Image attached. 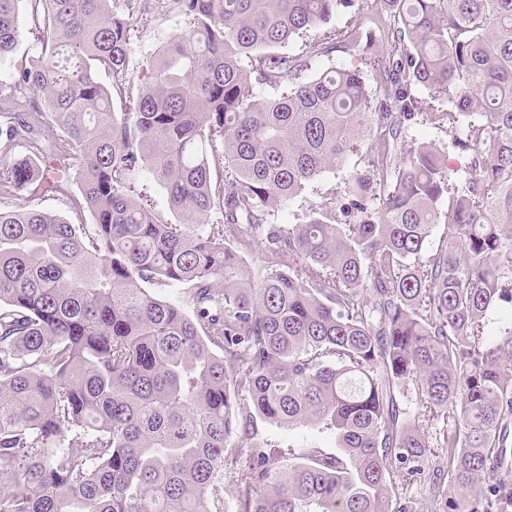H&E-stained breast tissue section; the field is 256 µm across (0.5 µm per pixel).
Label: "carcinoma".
I'll return each mask as SVG.
<instances>
[{
	"label": "carcinoma",
	"mask_w": 512,
	"mask_h": 512,
	"mask_svg": "<svg viewBox=\"0 0 512 512\" xmlns=\"http://www.w3.org/2000/svg\"><path fill=\"white\" fill-rule=\"evenodd\" d=\"M18 2L0 0V62ZM26 2L39 50L0 93V196L47 184L93 223L0 208V512H224L226 474L236 512H419L391 510L394 475L429 470L430 512H508L512 322L481 327L512 308V0H384L374 103L360 70L306 78L278 52L363 0ZM151 10L192 31L143 82L130 30ZM419 87L448 97L469 177L405 145ZM373 128L340 190L269 222ZM145 173L172 218L143 203ZM260 422L335 449L288 459Z\"/></svg>",
	"instance_id": "carcinoma-1"
}]
</instances>
